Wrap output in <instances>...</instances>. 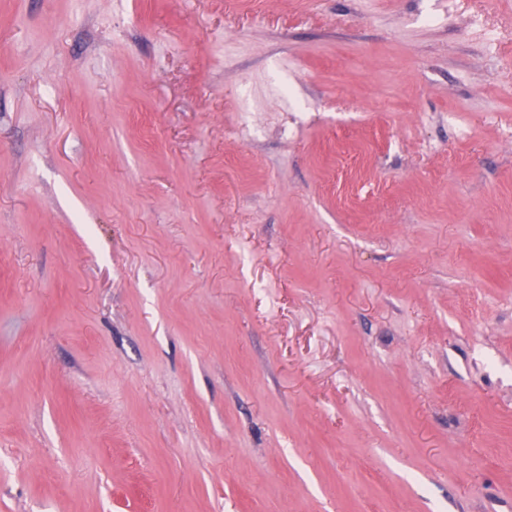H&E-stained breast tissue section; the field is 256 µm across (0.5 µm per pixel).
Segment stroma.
Returning a JSON list of instances; mask_svg holds the SVG:
<instances>
[{
    "instance_id": "stroma-1",
    "label": "stroma",
    "mask_w": 512,
    "mask_h": 512,
    "mask_svg": "<svg viewBox=\"0 0 512 512\" xmlns=\"http://www.w3.org/2000/svg\"><path fill=\"white\" fill-rule=\"evenodd\" d=\"M0 512H512V0H0Z\"/></svg>"
}]
</instances>
